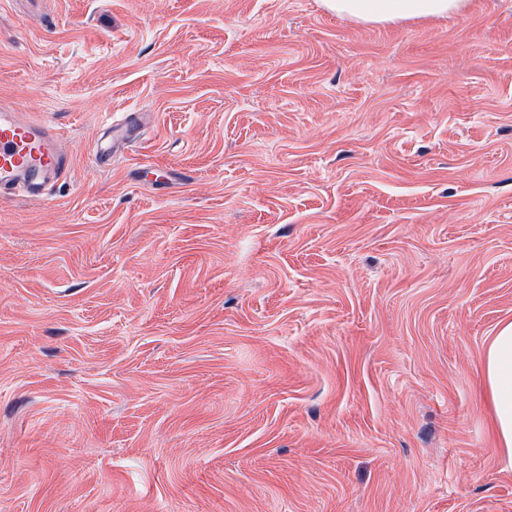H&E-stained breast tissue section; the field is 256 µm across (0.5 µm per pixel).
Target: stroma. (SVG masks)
<instances>
[{
  "instance_id": "stroma-1",
  "label": "stroma",
  "mask_w": 512,
  "mask_h": 512,
  "mask_svg": "<svg viewBox=\"0 0 512 512\" xmlns=\"http://www.w3.org/2000/svg\"><path fill=\"white\" fill-rule=\"evenodd\" d=\"M1 102L67 169L0 193V512H512V0H0ZM468 0H322L338 16L370 25L401 21H432L461 14ZM482 379L491 406L492 428L512 468V322L493 336L482 356Z\"/></svg>"
}]
</instances>
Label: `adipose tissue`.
<instances>
[{
  "instance_id": "1",
  "label": "adipose tissue",
  "mask_w": 512,
  "mask_h": 512,
  "mask_svg": "<svg viewBox=\"0 0 512 512\" xmlns=\"http://www.w3.org/2000/svg\"><path fill=\"white\" fill-rule=\"evenodd\" d=\"M322 4L327 11L362 24L387 25L460 14L468 0H322ZM482 379L495 437L512 467V322L505 323L487 345Z\"/></svg>"
}]
</instances>
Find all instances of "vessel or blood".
<instances>
[{
    "mask_svg": "<svg viewBox=\"0 0 512 512\" xmlns=\"http://www.w3.org/2000/svg\"><path fill=\"white\" fill-rule=\"evenodd\" d=\"M62 135L36 116L0 106V188L35 195L64 168Z\"/></svg>",
    "mask_w": 512,
    "mask_h": 512,
    "instance_id": "b4317fda",
    "label": "vessel or blood"
}]
</instances>
